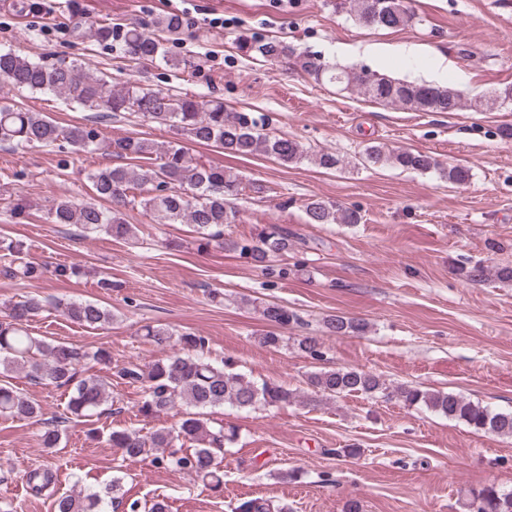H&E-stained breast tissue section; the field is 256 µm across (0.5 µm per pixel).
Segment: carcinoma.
Listing matches in <instances>:
<instances>
[{
	"instance_id": "1",
	"label": "carcinoma",
	"mask_w": 512,
	"mask_h": 512,
	"mask_svg": "<svg viewBox=\"0 0 512 512\" xmlns=\"http://www.w3.org/2000/svg\"><path fill=\"white\" fill-rule=\"evenodd\" d=\"M336 8L350 13L363 27L400 29L415 23L416 15L406 0H336ZM100 42L122 43V52L132 62L160 61L172 69L186 66L182 59L166 50L163 42L137 25L113 29L100 24L91 30ZM239 50L252 59L277 62L292 58L317 84H330L356 91L374 101L397 105L416 112H461L467 108L483 111L512 103V83L490 92L464 98L461 91L432 83H415L369 71L363 67H345L325 60L319 54H301L288 42L278 39L257 41L245 35L237 41ZM0 84L12 90L52 92L66 105L93 113L85 123L62 126L43 112H32L9 103H0V145L11 148L32 146L66 148L89 152L99 145L97 118L112 112H136L143 117L176 129L182 140L214 145L224 152L249 156L263 152L282 165L297 164L309 158L319 167L335 169L343 160L334 152L308 155L297 141L265 131L263 118L251 112H239L224 102H200L188 94H175L146 88L133 82L114 88L106 79L90 73L75 61L46 64L13 49L0 48ZM108 148L117 158L142 160L136 169L124 166L97 169L88 175L94 194L112 203L113 209L71 199L56 202L49 212L55 224H73L79 236L105 233L118 239L138 235L139 227L124 219L120 208L138 206L144 213L156 215L164 224H188L196 234L197 248L225 247L249 259L271 274L273 263L298 251L299 237L281 224H265L250 238L224 239V225L236 221L237 211L228 198L242 191L237 176L222 167L207 164L181 144V140L156 142L141 137L113 139ZM361 161L367 167L392 166L420 174L435 173L450 183L469 179V169L443 166L436 157L411 149H388L383 145L365 147ZM308 224H358L357 211L341 208L321 198L304 204ZM30 246L20 240L0 243V256L8 261L3 273L11 278L33 282L44 268L27 261ZM470 282H482L494 276L512 281V266L493 270L481 263L459 268ZM90 328L112 321V312L89 300H51L38 294L10 304L0 316V415L19 420L42 416L38 403L21 393L7 378L24 372L34 381H47L69 390L68 413L76 418H90L102 412L112 401V378L139 389V413L154 418L173 410L177 404L198 409L188 413L170 428H159L146 435L138 430H114L109 444L123 459L135 463L149 456L157 464L176 472L189 473L214 492L224 488L221 466L226 445L237 439L236 429L211 425L201 417V410L230 405L239 409L280 407L293 404L300 393L276 383H258L235 370L233 363L213 362L208 356L205 338L193 331L175 334L162 326L144 325L142 336L157 347L168 350L161 359L147 365L130 362L112 371V354L104 346L86 350L67 343H51L32 336L28 323L48 308ZM260 312L269 328L258 333L260 344L277 350L288 345L281 328L300 322L288 306L268 302ZM330 336H359L368 331V323L345 315L330 314L323 319ZM295 348L305 357L323 360L322 345L314 336L294 340ZM307 388L329 397L362 395L395 399L408 407L424 406L450 419L462 421L476 432L512 438V411H495L458 393L436 391L418 385H393L381 375L355 367H322L305 376ZM68 418L47 422L41 435L44 448H57L64 434L62 424ZM192 444L183 448L185 443ZM25 481L38 495L50 483L49 472L31 470ZM121 478L115 477L102 491L79 492L56 500L57 512H102L104 498L116 503L123 497ZM130 512H169L166 499H154L144 506L134 501ZM234 512H288L284 505L265 498L242 499ZM468 512H512V491L494 486L472 493Z\"/></svg>"
}]
</instances>
